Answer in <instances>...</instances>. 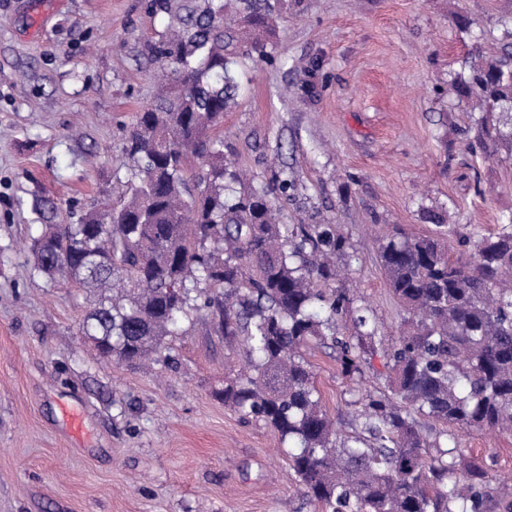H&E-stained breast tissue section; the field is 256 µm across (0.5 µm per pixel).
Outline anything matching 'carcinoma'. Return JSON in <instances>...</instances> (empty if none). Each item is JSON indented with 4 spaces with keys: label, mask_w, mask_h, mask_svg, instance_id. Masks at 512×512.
<instances>
[{
    "label": "carcinoma",
    "mask_w": 512,
    "mask_h": 512,
    "mask_svg": "<svg viewBox=\"0 0 512 512\" xmlns=\"http://www.w3.org/2000/svg\"><path fill=\"white\" fill-rule=\"evenodd\" d=\"M275 21L271 0H208L192 27L154 48L179 91L163 88L129 134L131 196L45 227L31 242L34 268L111 291L92 299L82 333L117 364L161 355L182 318L224 337L250 368L224 377V404L292 446L290 468L318 512H512L508 481L448 446V431L428 439L418 420L512 434V220L467 260L449 255L441 231L383 240L406 316L383 350L384 386L357 389L362 430L342 433L301 350L331 346L352 377L383 341L369 310L333 287L345 239L335 224L279 223L293 181L243 186L211 136L239 87L236 25L260 35ZM503 38L500 54L466 59L448 81V98L479 113L475 144L491 155L512 153V19ZM190 155L199 171L189 176ZM349 314L353 332L340 336Z\"/></svg>",
    "instance_id": "1"
}]
</instances>
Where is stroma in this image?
I'll return each mask as SVG.
<instances>
[{"label":"stroma","mask_w":512,"mask_h":512,"mask_svg":"<svg viewBox=\"0 0 512 512\" xmlns=\"http://www.w3.org/2000/svg\"><path fill=\"white\" fill-rule=\"evenodd\" d=\"M206 0H0V512H314L264 423L220 395L244 363L193 327L168 360L116 364L82 336L85 289L34 270L44 224L119 202L129 131L163 74L151 53ZM473 21L470 32L453 12ZM512 0H281L272 61L239 55L224 157L261 183L287 172L285 224H335L343 288L375 319L403 311L380 265L393 228L469 238L512 217V154L474 148L469 112L438 95L497 51ZM305 358L343 432L360 425L332 349ZM492 474L512 437L457 432Z\"/></svg>","instance_id":"1"}]
</instances>
